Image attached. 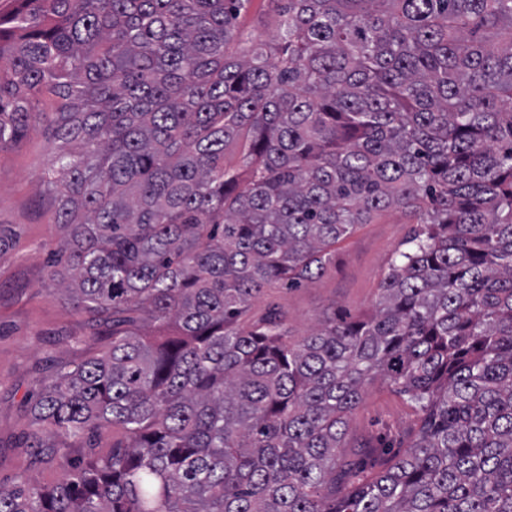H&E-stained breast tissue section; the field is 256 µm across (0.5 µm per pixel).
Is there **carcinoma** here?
<instances>
[{
    "label": "carcinoma",
    "instance_id": "obj_1",
    "mask_svg": "<svg viewBox=\"0 0 512 512\" xmlns=\"http://www.w3.org/2000/svg\"><path fill=\"white\" fill-rule=\"evenodd\" d=\"M18 2L0 151L53 141L48 267L106 343L42 379L61 477L0 481V512H512V0H269L268 44L250 0ZM392 209L415 227L369 313L248 319ZM375 382L419 427L361 481ZM268 0H253L247 12L239 18V25L245 27L256 40H267L271 27L267 24L269 13Z\"/></svg>",
    "mask_w": 512,
    "mask_h": 512
}]
</instances>
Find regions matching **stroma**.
<instances>
[{
	"mask_svg": "<svg viewBox=\"0 0 512 512\" xmlns=\"http://www.w3.org/2000/svg\"><path fill=\"white\" fill-rule=\"evenodd\" d=\"M51 156L52 146L39 129L0 152V224L13 230L0 257V480L24 473L46 486L58 480L60 470L37 463L35 449L23 444L29 423L26 398L53 367L84 358L99 346L84 316L59 293L47 266L61 232L36 188ZM411 230L412 219L401 210L358 225L337 243L336 263L322 277L298 288L268 289L253 304L251 316L277 308L290 334L298 337L318 321L367 313ZM418 425L406 398L372 384L349 417L342 454L353 459L359 448L376 445L382 436L407 442Z\"/></svg>",
	"mask_w": 512,
	"mask_h": 512,
	"instance_id": "1",
	"label": "stroma"
}]
</instances>
